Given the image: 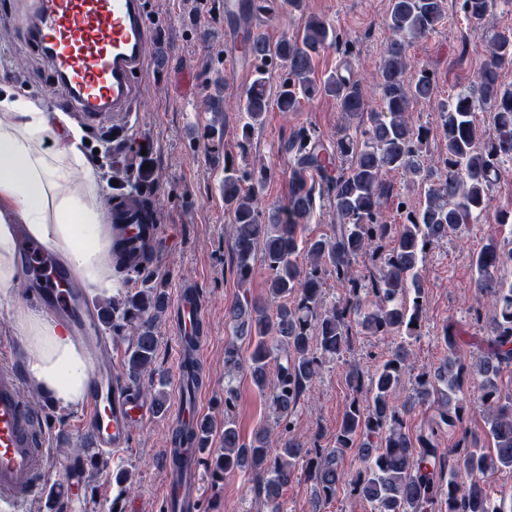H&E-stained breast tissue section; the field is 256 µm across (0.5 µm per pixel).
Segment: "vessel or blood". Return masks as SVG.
<instances>
[{
	"mask_svg": "<svg viewBox=\"0 0 512 512\" xmlns=\"http://www.w3.org/2000/svg\"><path fill=\"white\" fill-rule=\"evenodd\" d=\"M31 23L26 37L49 64L67 106L92 127H112L123 134L138 95L137 73L145 64L150 38L144 0H30ZM119 227L126 237L139 231V213L125 200L115 203ZM27 269L39 277L41 307L69 323L73 335L88 347L95 374L85 409L94 448L126 447L129 424L147 416L148 406L112 367V349L97 334L100 313L80 304L67 269L45 259L39 248L22 242ZM178 338L205 334L203 305L193 288L180 289L173 302ZM197 400L184 401L173 428L197 427ZM43 416L25 397L15 363L0 362V512L15 507L38 488V475L48 453ZM203 443L184 449L179 476H167L166 512H198Z\"/></svg>",
	"mask_w": 512,
	"mask_h": 512,
	"instance_id": "obj_1",
	"label": "vessel or blood"
}]
</instances>
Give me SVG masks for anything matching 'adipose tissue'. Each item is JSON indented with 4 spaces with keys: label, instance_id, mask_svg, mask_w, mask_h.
Masks as SVG:
<instances>
[{
    "label": "adipose tissue",
    "instance_id": "obj_1",
    "mask_svg": "<svg viewBox=\"0 0 512 512\" xmlns=\"http://www.w3.org/2000/svg\"><path fill=\"white\" fill-rule=\"evenodd\" d=\"M68 122L43 97L0 79V302L10 305L27 380L54 404L74 408L91 387L88 352L60 321L12 299L24 240L64 264L89 294L117 285L111 214L79 147L81 134L55 133Z\"/></svg>",
    "mask_w": 512,
    "mask_h": 512
}]
</instances>
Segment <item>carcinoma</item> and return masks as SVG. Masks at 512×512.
Returning a JSON list of instances; mask_svg holds the SVG:
<instances>
[{
  "label": "carcinoma",
  "instance_id": "1",
  "mask_svg": "<svg viewBox=\"0 0 512 512\" xmlns=\"http://www.w3.org/2000/svg\"><path fill=\"white\" fill-rule=\"evenodd\" d=\"M495 0H461L466 20L481 25ZM445 17V0H391L388 28L394 33L379 66L373 109L355 71L345 66L319 81L315 59L325 49L339 46L342 37L329 22L309 18L302 33L271 43L246 31L242 50L256 63L243 110L249 136L269 111L267 68L281 65L285 78L276 100L282 110H293L300 98L325 94L336 99L347 121L367 117L351 133L344 125L332 144L301 128L283 143L293 155L289 174L290 197L267 213L259 207L257 188L269 174L241 169L224 162V206L232 215L236 274L240 283L252 275L256 259L270 271L267 296L238 300L225 310L234 338L224 347V367L230 379L224 385V408L234 407L237 389L232 376L248 372L261 395L270 402L282 427L280 448L272 453L268 435L255 434L246 443L232 421H224L222 448L211 458L214 472H249L266 512H284L283 491L298 474L314 483L329 499L344 489L370 502L374 512H432L444 500L448 512H512V494L485 480L489 473L512 470V393L502 394L500 376L512 373V283L497 272L512 262V248L491 237L472 257L475 286L486 299L491 315L486 321L487 350L473 363L456 356L459 336L444 330L448 360L435 370L414 376L411 393L400 402L396 391L408 373L410 349L400 342L390 355L366 375L355 365L346 383L355 393L370 394L366 401L351 399L336 433L333 448H310L292 434L293 415L304 393L311 389L324 361L340 357L357 335L390 333L413 336L423 314L425 288L420 275L427 247L462 230L491 206L489 189L502 164L512 161V86L499 80L500 70L512 65V28L494 33L473 84L440 104L447 154L436 171L424 164L426 136L409 121L416 102L432 99L435 79L426 69L412 82L404 79L410 42L436 31ZM224 83L216 81L204 95L207 109L218 114ZM493 113L496 134L484 138L477 107ZM398 172L428 185L423 203L399 202L407 223L385 219L383 200L392 192L387 175ZM148 169L141 168L131 193L143 203L148 223L156 222L152 201L141 190ZM327 197L336 208L332 234L311 238L308 226L315 196ZM116 272L124 277L147 273L151 254L138 251L127 240L117 242ZM380 260L378 272L363 283L352 275V264L368 249ZM304 255L308 264L299 263ZM335 273L344 295L331 307L324 305L322 272ZM168 306L166 294L153 287L112 298L103 309V322L112 333L129 329L133 339L125 352L128 372L137 379L154 372L158 350L157 322ZM248 340L243 353L237 341ZM486 412L485 435L493 448L478 447V438L463 436L452 448H440L438 436L456 433L469 404L472 380ZM435 407L428 433L417 438L405 431L404 416L417 406ZM362 457L361 469L350 473L344 459L353 452ZM73 465L86 461L100 465L90 448H63ZM64 492L50 489L47 512H64Z\"/></svg>",
  "mask_w": 512,
  "mask_h": 512
}]
</instances>
